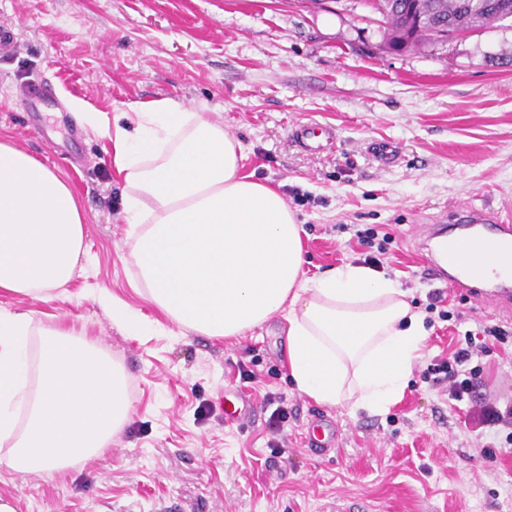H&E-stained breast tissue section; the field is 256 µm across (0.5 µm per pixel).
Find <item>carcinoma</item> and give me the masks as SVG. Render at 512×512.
Wrapping results in <instances>:
<instances>
[{"label": "carcinoma", "instance_id": "cac0c4a2", "mask_svg": "<svg viewBox=\"0 0 512 512\" xmlns=\"http://www.w3.org/2000/svg\"><path fill=\"white\" fill-rule=\"evenodd\" d=\"M492 2L484 0L486 10L474 14L465 8L468 0H429L431 26L422 40L413 42L403 41L404 14L397 13L402 0H369V6L379 16L380 27L386 34L387 47L404 50L442 45L450 32L461 37L512 18L493 6Z\"/></svg>", "mask_w": 512, "mask_h": 512}]
</instances>
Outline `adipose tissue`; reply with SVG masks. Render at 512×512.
I'll list each match as a JSON object with an SVG mask.
<instances>
[{
  "instance_id": "obj_1",
  "label": "adipose tissue",
  "mask_w": 512,
  "mask_h": 512,
  "mask_svg": "<svg viewBox=\"0 0 512 512\" xmlns=\"http://www.w3.org/2000/svg\"><path fill=\"white\" fill-rule=\"evenodd\" d=\"M121 117L110 141L141 296L202 336L281 316L300 393L353 414L388 411L428 335L407 291L361 264L305 277L301 225L277 190L242 174L244 148L223 121L171 98ZM85 223L62 175L0 137V292L44 301L68 283Z\"/></svg>"
}]
</instances>
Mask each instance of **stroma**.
<instances>
[{
    "label": "stroma",
    "mask_w": 512,
    "mask_h": 512,
    "mask_svg": "<svg viewBox=\"0 0 512 512\" xmlns=\"http://www.w3.org/2000/svg\"><path fill=\"white\" fill-rule=\"evenodd\" d=\"M0 135L61 173L88 216L83 270L50 299L0 295L114 356L128 374L131 421L99 456L61 471L0 467L15 512H512V444L449 403L424 373L479 324L512 316L460 302L457 322L428 329L401 399L383 415L350 414L300 394L288 374L285 323L235 338L181 335L137 294L123 213L125 186L100 127L129 104L172 98L218 114L244 146V173L290 201L304 229L308 274L357 259L355 224L392 225L385 271L425 300L435 286L415 249L421 226L463 207L512 211V22L445 46L387 50L366 0H0ZM54 100L24 108L19 86ZM330 126L313 154L296 126ZM398 146L383 167L371 143ZM127 303L155 327L130 336L98 302ZM480 392L512 406V346L482 357ZM253 372L241 380L240 370ZM245 395L255 412L226 426L218 401ZM288 412L279 432L268 419ZM340 426L322 455L303 444L316 417ZM497 457L482 459L480 447Z\"/></svg>",
    "instance_id": "obj_1"
}]
</instances>
